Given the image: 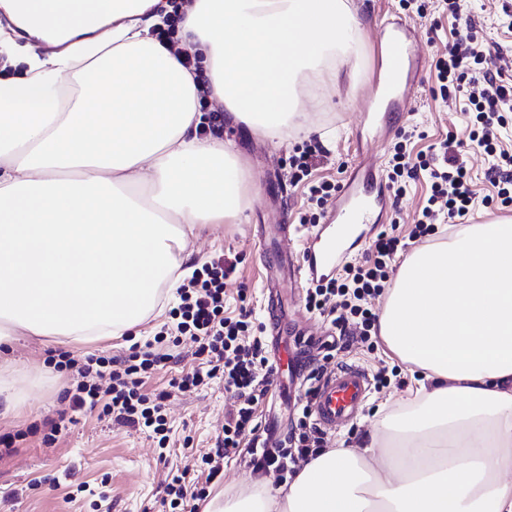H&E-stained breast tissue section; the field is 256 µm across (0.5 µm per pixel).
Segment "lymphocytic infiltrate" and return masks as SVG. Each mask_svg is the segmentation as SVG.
<instances>
[{"mask_svg": "<svg viewBox=\"0 0 512 512\" xmlns=\"http://www.w3.org/2000/svg\"><path fill=\"white\" fill-rule=\"evenodd\" d=\"M440 2L461 28L435 61L438 90L442 98L462 102L468 116L467 135L462 139L449 136L438 152L415 156L407 145L416 137V127L400 129L387 162L393 196H401L408 179L421 172L431 184L414 224L407 234H399V217L391 215L388 229L376 235L362 261L343 263L336 276L307 288V310L329 320L346 349L376 350L379 315L374 302L384 294L388 268L406 240L432 236L438 224L460 223L473 210L476 197L463 160L467 150L478 147L491 158L490 182L501 206H512V151L502 146L503 132L512 123V86L504 85L501 71L493 69L475 26L465 18L463 0ZM236 269V262L220 257L185 278L177 289L179 302L170 311L174 326L162 327L145 345L132 346L128 355H90L78 360L65 353L58 363L73 373L74 386L67 391L71 414L98 411L100 417L148 432L162 450L169 443L168 395L145 393V378L166 367L173 358L172 347L187 340L194 344L200 364L172 379L171 388L187 391L223 379L224 390L232 394L235 404L224 417L215 447L201 458L206 477L193 478L186 469L171 473L161 497L167 512H199L201 501L208 496V484L223 478L225 459L239 448H246L241 461L254 475H272L280 483L296 476L306 461L327 449L325 432L306 409L281 447H265L257 411L274 369L266 356L263 326L252 309L243 305L237 314L227 313V287Z\"/></svg>", "mask_w": 512, "mask_h": 512, "instance_id": "1", "label": "lymphocytic infiltrate"}]
</instances>
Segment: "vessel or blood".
Instances as JSON below:
<instances>
[{"label":"vessel or blood","mask_w":512,"mask_h":512,"mask_svg":"<svg viewBox=\"0 0 512 512\" xmlns=\"http://www.w3.org/2000/svg\"><path fill=\"white\" fill-rule=\"evenodd\" d=\"M384 80L397 87L404 79H419L410 49L416 32L399 22L384 21ZM390 204L388 186L375 165H368L363 180L348 179L336 194V206L320 224L312 245L303 251L267 253L268 275L265 286L270 297V320L281 324V290L284 284L300 285L304 280L324 278L333 273L359 242L362 225L380 223ZM371 394L368 370L355 363L342 362L319 382L310 399L311 414L325 432H338L352 424Z\"/></svg>","instance_id":"b4317fda"}]
</instances>
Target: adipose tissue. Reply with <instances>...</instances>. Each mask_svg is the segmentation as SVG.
Segmentation results:
<instances>
[{"mask_svg":"<svg viewBox=\"0 0 512 512\" xmlns=\"http://www.w3.org/2000/svg\"><path fill=\"white\" fill-rule=\"evenodd\" d=\"M165 17L160 0H0V345L144 322L187 276L190 237L247 204L200 94L286 140L303 77L334 75L361 34L351 0H186L171 48L151 35ZM379 325L426 384L362 447L206 512H512V218L413 251Z\"/></svg>","mask_w":512,"mask_h":512,"instance_id":"ef3b65f1","label":"adipose tissue"}]
</instances>
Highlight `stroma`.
Wrapping results in <instances>:
<instances>
[{
	"label": "stroma",
	"mask_w": 512,
	"mask_h": 512,
	"mask_svg": "<svg viewBox=\"0 0 512 512\" xmlns=\"http://www.w3.org/2000/svg\"><path fill=\"white\" fill-rule=\"evenodd\" d=\"M362 32L359 54L336 59L335 79L309 76L303 89L310 134L298 133L278 142L252 134L245 126L223 124L218 138L232 143L247 172L249 205L233 224H210L187 246L191 263L202 266L217 256L237 262V277L247 289V302L260 320H267L268 297L263 290L266 270L256 235L260 224L286 227L282 247L299 250L314 230L307 185L291 184L289 159L298 147L314 142L313 181L345 182L357 156L384 166L401 126L416 125L422 140L416 150L439 145L449 135H464L466 117L455 102H442L435 93L434 62L439 51L455 38L456 23L435 5H428L426 18L404 11L399 0H351ZM512 0H467L466 12L481 30L486 52L503 71L505 83L512 84V30L504 25L503 8ZM399 18L418 32L421 78L411 91L413 106L402 120H390L384 130L361 125V114L381 110L371 102L369 89L379 73L382 47L378 20ZM474 190L480 203L467 221L478 224L499 217H512V207L487 203L494 189L486 177L488 158L482 150L467 154ZM170 317L161 313L119 337L72 347L71 356L88 354L120 356L133 344H142ZM55 344L34 336H21L6 350L22 371L44 376L41 385L28 387L23 411H0V434L25 431L16 454L0 458V512H159L160 491L169 468L193 466L197 456L215 444L222 431L224 414L233 400L223 383L186 392H176L166 402L170 432L167 462L156 459L155 443L148 433L98 419L96 414L79 416L67 424L53 444H45L46 419L57 417L65 407L69 375L48 364L58 353ZM408 388L389 386L367 402L352 431L333 435L330 445L346 448L367 433L377 412L393 408L407 397Z\"/></svg>",
	"instance_id": "obj_1"
}]
</instances>
